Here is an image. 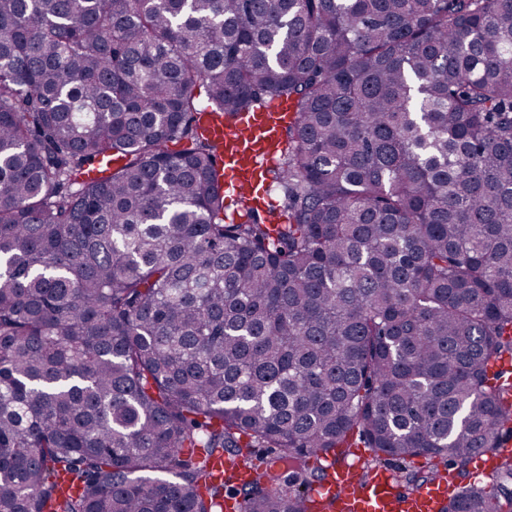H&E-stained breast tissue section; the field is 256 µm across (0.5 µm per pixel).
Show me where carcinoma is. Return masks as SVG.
<instances>
[{"instance_id": "1", "label": "carcinoma", "mask_w": 512, "mask_h": 512, "mask_svg": "<svg viewBox=\"0 0 512 512\" xmlns=\"http://www.w3.org/2000/svg\"><path fill=\"white\" fill-rule=\"evenodd\" d=\"M272 100L288 222H228L199 115ZM507 357L512 0H0V512H216L253 448L247 512L338 448L462 474Z\"/></svg>"}]
</instances>
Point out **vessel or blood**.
Here are the masks:
<instances>
[{
	"label": "vessel or blood",
	"instance_id": "obj_1",
	"mask_svg": "<svg viewBox=\"0 0 512 512\" xmlns=\"http://www.w3.org/2000/svg\"><path fill=\"white\" fill-rule=\"evenodd\" d=\"M281 104L260 112H246L237 120L208 122L210 138L224 146V187L236 195H270V163L288 124ZM329 479L311 493L314 512H443L452 481L441 474L411 494L401 491L395 473L376 469L360 480L352 466L327 463Z\"/></svg>",
	"mask_w": 512,
	"mask_h": 512
}]
</instances>
